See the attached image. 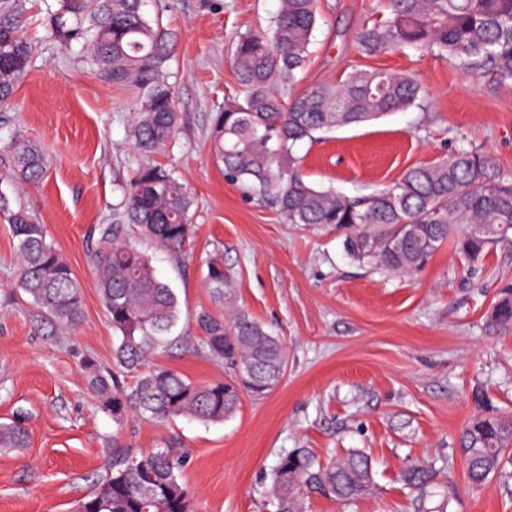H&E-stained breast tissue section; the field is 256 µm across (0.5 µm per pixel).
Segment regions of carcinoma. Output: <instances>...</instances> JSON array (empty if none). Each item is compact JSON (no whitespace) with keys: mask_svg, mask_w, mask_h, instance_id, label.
Segmentation results:
<instances>
[{"mask_svg":"<svg viewBox=\"0 0 512 512\" xmlns=\"http://www.w3.org/2000/svg\"><path fill=\"white\" fill-rule=\"evenodd\" d=\"M29 0H0V107H8L30 71L34 45L25 30ZM48 26L56 41L81 46L105 82L133 96L129 136L147 161L123 187L112 223L97 224L92 254L99 296L112 326V367L82 359L89 389L117 428L136 419L168 422L189 417L222 422L244 399L262 400L281 383L288 351L264 323L240 308L222 261H207L205 281L217 312L199 310L198 349L224 363V379L194 382L155 363L172 345L180 321L176 293L157 276L138 240L179 256L191 250L194 196L151 157L166 150L180 128L173 87L165 77L175 54L174 34L162 16L150 17L145 0H56ZM383 12L357 33L367 56L404 48L451 60L468 72L512 81V0H381ZM322 19L319 0H279L267 29L238 36L231 57L244 95L227 101L211 118L210 144L224 177L245 187L289 224L328 228L344 237L349 258L409 275L453 240L470 263L496 244L512 242V174L497 156L462 146L448 158L409 169L392 185L363 197L316 187L301 171L295 147L317 134L359 125L417 106L425 91L415 75L363 68L339 82L302 84L313 31ZM11 179L35 183L48 158L18 134L5 145ZM20 265L17 286L37 307L73 325L83 315L81 286L44 226L22 204L0 194ZM492 319L512 325V286L501 289ZM19 416L0 424V448H25L28 434ZM459 458L468 484L480 489L512 472V417L481 414L461 430ZM183 452L166 446L149 453L112 449L105 474L79 501V512H194L182 481ZM448 469V459L418 462L401 474L416 493L414 512H424L428 493ZM374 465L351 448L327 459L309 448L282 452L273 469L270 496L275 512H307L311 496L342 505L373 493Z\"/></svg>","mask_w":512,"mask_h":512,"instance_id":"obj_1","label":"carcinoma"}]
</instances>
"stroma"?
<instances>
[{
	"instance_id": "obj_1",
	"label": "stroma",
	"mask_w": 512,
	"mask_h": 512,
	"mask_svg": "<svg viewBox=\"0 0 512 512\" xmlns=\"http://www.w3.org/2000/svg\"><path fill=\"white\" fill-rule=\"evenodd\" d=\"M278 0H148L176 35L166 72L182 114L181 132L158 163L191 188L196 234L191 256L146 250L182 311L178 341L160 362L196 382L224 376L222 363L191 349L194 314L213 308L205 262L221 257L240 306L288 348L278 389L244 400L220 423L146 420L116 434L87 390L83 356L112 363V328L97 288L89 231L112 221L119 186L140 158L129 137L132 96L103 82L79 47L57 43L46 23L31 29L33 67L10 107L0 110L3 151L14 134L40 146L51 165L41 183L0 180L44 224L78 279L83 317L69 327L34 306L15 284L18 257L0 227V422L26 417L30 443L0 448V512H73L103 474L113 439L137 452L173 444L187 456L182 478L195 512H273L270 472L281 451L327 457L362 448L375 461V490L353 505L314 497L309 512H412L399 480L419 459H448L447 485L428 498L435 512H512L500 480L471 490L456 453L460 429L491 409L512 413V326L490 314L512 282V244L465 267L442 247L421 272L397 276L360 266L336 232L289 224L225 180L209 151L212 112L239 94L230 60L235 36L267 26ZM377 0H319L322 20L305 71L309 82L344 78L352 67L414 73L428 91L420 106L336 129L296 153L309 182L349 197L372 194L408 168L461 145L493 152L512 172V83L471 76L412 51L361 56L354 41Z\"/></svg>"
}]
</instances>
